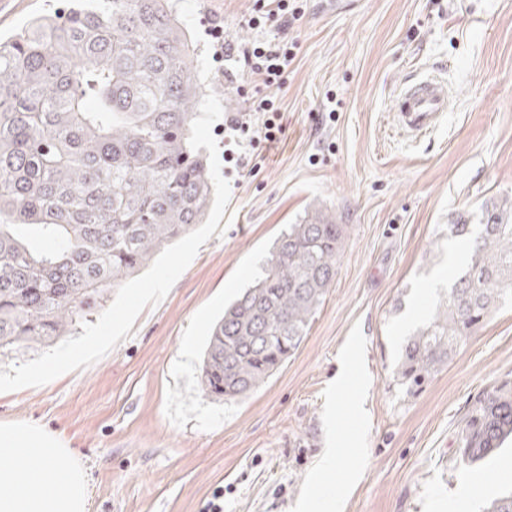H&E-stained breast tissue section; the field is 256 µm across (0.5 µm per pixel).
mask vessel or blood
Instances as JSON below:
<instances>
[{"label":"vessel or blood","mask_w":512,"mask_h":512,"mask_svg":"<svg viewBox=\"0 0 512 512\" xmlns=\"http://www.w3.org/2000/svg\"><path fill=\"white\" fill-rule=\"evenodd\" d=\"M447 109V85L437 77L425 76L406 82L394 101L393 117L401 134L418 139L438 125Z\"/></svg>","instance_id":"b4317fda"}]
</instances>
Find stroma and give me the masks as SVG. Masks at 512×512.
I'll return each instance as SVG.
<instances>
[{
    "label": "stroma",
    "instance_id": "obj_1",
    "mask_svg": "<svg viewBox=\"0 0 512 512\" xmlns=\"http://www.w3.org/2000/svg\"><path fill=\"white\" fill-rule=\"evenodd\" d=\"M71 0H0V33ZM255 0H199L197 24L258 38ZM295 60L275 95L285 131L259 171L221 166L230 202L216 232L127 339L94 364L0 393V421L60 433L88 479V512H433L462 480L512 491V444L470 465L458 431L482 392L512 379V306L494 313L413 395L392 381L401 344L449 287L448 227L512 196V0H304ZM434 75L448 110L418 140L391 109L404 81ZM323 206L346 227L336 278L299 349L248 397L203 396L208 330L288 225ZM354 369L344 388L336 375ZM334 451L339 464L322 472Z\"/></svg>",
    "mask_w": 512,
    "mask_h": 512
}]
</instances>
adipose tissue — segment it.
Wrapping results in <instances>:
<instances>
[{
  "label": "adipose tissue",
  "mask_w": 512,
  "mask_h": 512,
  "mask_svg": "<svg viewBox=\"0 0 512 512\" xmlns=\"http://www.w3.org/2000/svg\"><path fill=\"white\" fill-rule=\"evenodd\" d=\"M70 453L52 431L25 421L0 422V512H87L83 469L59 466Z\"/></svg>",
  "instance_id": "1"
}]
</instances>
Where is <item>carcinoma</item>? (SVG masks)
I'll list each match as a JSON object with an SVG mask.
<instances>
[{"mask_svg": "<svg viewBox=\"0 0 512 512\" xmlns=\"http://www.w3.org/2000/svg\"><path fill=\"white\" fill-rule=\"evenodd\" d=\"M198 49L171 0H90L0 36V353L49 347L111 290L205 222L207 155ZM345 225L318 208L275 240L224 307L200 370L205 396L247 397L297 351L331 287ZM466 269L404 339L395 384L413 394L500 307L512 304V197L478 224ZM512 439V379L484 391L459 430L462 461Z\"/></svg>", "mask_w": 512, "mask_h": 512, "instance_id": "carcinoma-1", "label": "carcinoma"}]
</instances>
